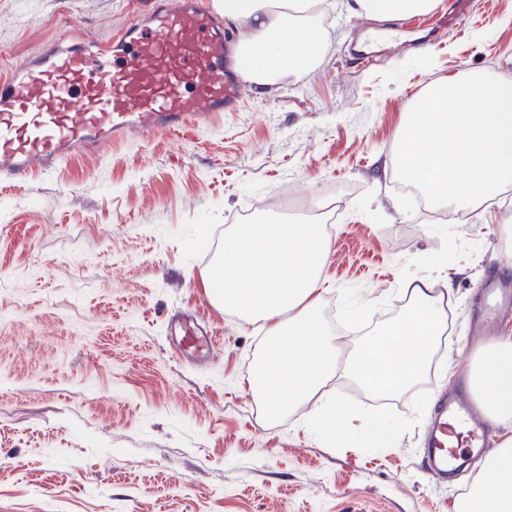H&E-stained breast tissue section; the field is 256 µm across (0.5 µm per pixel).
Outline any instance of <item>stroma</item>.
<instances>
[{
    "label": "stroma",
    "mask_w": 512,
    "mask_h": 512,
    "mask_svg": "<svg viewBox=\"0 0 512 512\" xmlns=\"http://www.w3.org/2000/svg\"><path fill=\"white\" fill-rule=\"evenodd\" d=\"M136 2L0 0V69L65 32L110 38ZM330 2L319 61L252 87L222 124L0 187V512H453L468 491L474 468L444 482L423 451L436 395L512 327L511 306L472 333L512 195L470 224L436 220L396 191L393 160L410 88L471 70L512 83V0H458L441 28L396 38ZM339 189L319 315L374 301L343 344L397 318L412 278L456 277L448 335L411 391L323 389L353 410L332 445L311 403L272 420L247 391L264 328L217 306L206 278L230 225L311 224ZM186 322L215 350H179ZM371 414L401 424L393 446L357 434Z\"/></svg>",
    "instance_id": "1"
}]
</instances>
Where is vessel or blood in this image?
Masks as SVG:
<instances>
[{"mask_svg":"<svg viewBox=\"0 0 512 512\" xmlns=\"http://www.w3.org/2000/svg\"><path fill=\"white\" fill-rule=\"evenodd\" d=\"M235 33L210 0H137L130 22L106 40L63 34L0 77V184L97 155L136 137L220 123L249 88ZM512 288L493 278L480 296L495 311ZM465 388L439 397L425 460L447 477L478 464L490 437Z\"/></svg>","mask_w":512,"mask_h":512,"instance_id":"obj_1","label":"vessel or blood"}]
</instances>
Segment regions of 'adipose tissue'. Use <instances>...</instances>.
Here are the masks:
<instances>
[{
  "instance_id": "1",
  "label": "adipose tissue",
  "mask_w": 512,
  "mask_h": 512,
  "mask_svg": "<svg viewBox=\"0 0 512 512\" xmlns=\"http://www.w3.org/2000/svg\"><path fill=\"white\" fill-rule=\"evenodd\" d=\"M307 0H224V17L237 28L246 79L259 87L278 82L291 67L318 59L319 46L297 56L292 38L319 39L320 16L303 12ZM328 246L314 224H238L226 238L224 261L208 278L216 302L249 321L262 322L267 342L250 378L253 395L271 415L313 402L324 433L349 423L346 405L321 401L332 381H352L375 392L398 393L427 368L448 329V301L426 279L409 281L407 312L342 352L318 310L323 256ZM467 380L484 416L512 422V336L480 347L466 366ZM456 512H512V435L483 463Z\"/></svg>"
}]
</instances>
